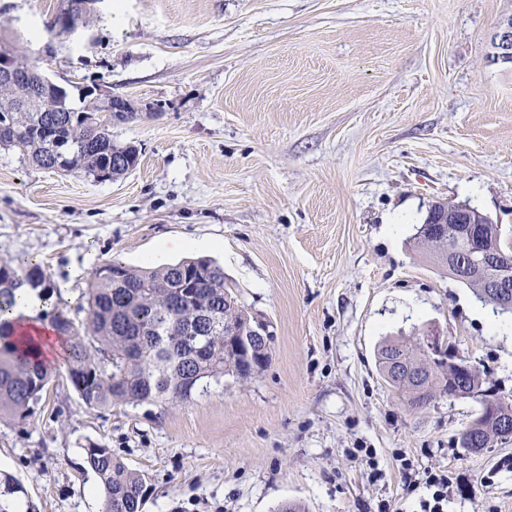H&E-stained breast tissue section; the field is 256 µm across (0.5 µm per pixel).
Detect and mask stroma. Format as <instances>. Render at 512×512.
I'll use <instances>...</instances> for the list:
<instances>
[{"label":"stroma","instance_id":"stroma-1","mask_svg":"<svg viewBox=\"0 0 512 512\" xmlns=\"http://www.w3.org/2000/svg\"><path fill=\"white\" fill-rule=\"evenodd\" d=\"M61 7L0 0V43L39 49ZM510 17L512 0H98L95 44L64 38L42 69L130 98L112 137L140 162L100 180L0 146V264L36 259L74 313L110 261L211 258L276 340L248 380L109 409L55 363L34 412L0 418L25 512H103L91 443L147 477L144 512H417L426 468L448 512H512V442L466 452L476 404L411 409L376 357L435 327L512 400V314L413 245L442 200L512 241Z\"/></svg>","mask_w":512,"mask_h":512}]
</instances>
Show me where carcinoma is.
I'll use <instances>...</instances> for the list:
<instances>
[{"mask_svg": "<svg viewBox=\"0 0 512 512\" xmlns=\"http://www.w3.org/2000/svg\"><path fill=\"white\" fill-rule=\"evenodd\" d=\"M76 87L83 106L73 104L72 90L58 83L29 101L22 112H0V145L15 147L32 164L110 180L136 167L139 152L131 143L112 141L118 124L110 107ZM122 153L127 166L112 171V155ZM487 241L512 257V244L500 228L484 226ZM22 288L50 294L52 284L41 266L29 259L0 265V416H25L41 400L51 378L47 365L32 351L19 348L10 311ZM83 319L60 307L44 312L56 335L67 344L68 378L90 408L110 409L116 404L191 397L205 393L211 382L229 375L239 380L253 376L243 354L224 350V321L249 316L248 309L224 283V268L207 259H184L162 267H131L111 261L95 270L87 292ZM199 329L207 352L197 357L183 338ZM382 376L409 408L421 410L439 395L455 396L457 389L482 390L486 379L476 369L461 375L455 367L438 362L428 368L425 349L400 339L378 345ZM400 359L412 374L425 373L415 383L390 375V361ZM468 437L473 448H490L512 440L490 420L474 419ZM84 463L98 477L105 493L106 512H139L148 483L130 469L112 449L91 444ZM20 491L8 474L0 476V512H12L9 497Z\"/></svg>", "mask_w": 512, "mask_h": 512, "instance_id": "obj_1", "label": "carcinoma"}]
</instances>
